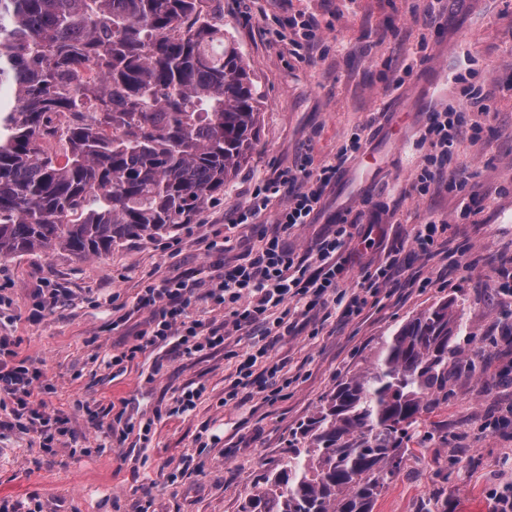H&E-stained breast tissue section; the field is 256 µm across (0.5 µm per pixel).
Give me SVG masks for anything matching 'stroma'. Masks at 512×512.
I'll list each match as a JSON object with an SVG mask.
<instances>
[{
	"label": "stroma",
	"mask_w": 512,
	"mask_h": 512,
	"mask_svg": "<svg viewBox=\"0 0 512 512\" xmlns=\"http://www.w3.org/2000/svg\"><path fill=\"white\" fill-rule=\"evenodd\" d=\"M249 68L260 105L256 146L221 198L170 236L133 240L107 254L79 260L63 250L0 258V332L19 342V354L45 374L49 414L67 416L69 433L52 450L19 431L0 433V500L37 501L45 512H131L142 488L149 512H238L258 476L279 465L293 431L320 399L374 350L383 336L430 305L454 299L464 313L470 346L483 349L475 375L450 386L435 413L448 435L426 450L411 449L374 512H491L489 487L512 482V425L482 429L512 405V300L486 286L490 270L512 258V0H449L429 13L428 0H207ZM320 22L318 41L296 48L300 15ZM464 74L466 83L456 82ZM481 89L489 114L470 104L466 87ZM455 107L463 116L453 168L463 187L409 196L417 166L430 153L420 134L428 113ZM364 151L348 160L324 197L314 223L291 237L305 249L328 231L336 210L382 211L369 245L348 255L351 271L376 261L432 216L448 222L451 246L468 247L460 260L408 255L377 304L354 320L333 315L273 348L295 381L275 403L254 397L225 404L242 344L165 361L145 352L118 366L102 357L132 345L148 311L135 310L149 283L177 273L207 279L218 266L246 257L258 230L234 231L232 247L211 252L233 210L276 171L303 161L332 162L353 132ZM471 217L456 222L461 203ZM427 288H419L423 279ZM40 288H58L60 301L40 321L30 311ZM204 385L194 411L175 413L189 384ZM154 418L150 442L130 435L106 445L96 423L119 410Z\"/></svg>",
	"instance_id": "1"
}]
</instances>
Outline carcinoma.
Returning <instances> with one entry per match:
<instances>
[{"instance_id":"1","label":"carcinoma","mask_w":512,"mask_h":512,"mask_svg":"<svg viewBox=\"0 0 512 512\" xmlns=\"http://www.w3.org/2000/svg\"><path fill=\"white\" fill-rule=\"evenodd\" d=\"M68 112L65 148L40 141ZM256 89L204 0H0V257L77 259L176 232L238 173ZM440 301L336 384L239 512H373L419 425L476 367Z\"/></svg>"}]
</instances>
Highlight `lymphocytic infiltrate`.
<instances>
[{
  "mask_svg": "<svg viewBox=\"0 0 512 512\" xmlns=\"http://www.w3.org/2000/svg\"><path fill=\"white\" fill-rule=\"evenodd\" d=\"M461 114L455 108L429 113L421 135L431 152L411 183L415 195H427L435 184L447 190L458 188L448 171L453 161ZM364 146L362 134H354L337 153L334 162L318 169L307 164L274 174L252 193L249 204L240 209L231 227H259L274 195L287 191L288 200L280 209L272 233H261L260 245L243 262L229 265L209 282L177 274L151 283L137 297L138 309L148 310L145 329L129 350L112 355L117 366L137 354L159 350L164 355L195 356L223 350L230 336H246V350L237 376L224 390L225 404L245 399L247 390L258 389L266 403H274L281 387L290 386L284 362L272 357L275 343L290 335L299 318L311 312L331 313L341 306L344 318L354 319L374 305L382 288L393 279L404 250L420 257L440 254L446 220L434 218L415 225L408 241L396 242L377 265L352 274L345 257L359 240L362 217L340 220L328 233L319 236L304 253L294 249L290 236L302 225L312 223L321 211L326 189L335 182L342 167ZM207 305L223 309L222 321L196 319L192 310ZM41 378L38 368L21 358L10 336H0V406L11 405L12 419L0 420V429L33 432L42 448H51L64 419L50 415L44 401L35 399L34 388Z\"/></svg>",
  "mask_w": 512,
  "mask_h": 512,
  "instance_id": "obj_1",
  "label": "lymphocytic infiltrate"
}]
</instances>
